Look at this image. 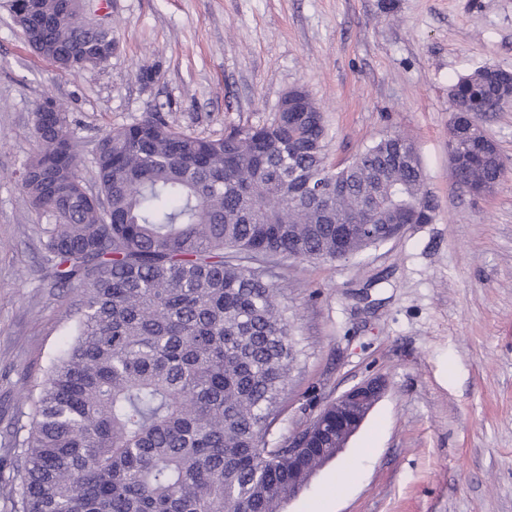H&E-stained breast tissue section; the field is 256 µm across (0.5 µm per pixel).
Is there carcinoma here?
I'll list each match as a JSON object with an SVG mask.
<instances>
[{
	"label": "carcinoma",
	"mask_w": 512,
	"mask_h": 512,
	"mask_svg": "<svg viewBox=\"0 0 512 512\" xmlns=\"http://www.w3.org/2000/svg\"><path fill=\"white\" fill-rule=\"evenodd\" d=\"M37 3L11 6L36 55L70 74L110 60L112 28L88 23L80 0ZM500 87L483 66L449 96L485 112ZM286 96L288 111L220 133L159 111L109 130L96 194L66 113L50 97L36 107L21 186L53 219L55 285L82 298L15 438L11 512H281L288 482H305L265 440L299 357L272 268L348 262L435 206L414 140L385 134L332 168L321 107L301 87ZM448 151L469 158L466 184L505 175L497 147L452 123Z\"/></svg>",
	"instance_id": "cac0c4a2"
}]
</instances>
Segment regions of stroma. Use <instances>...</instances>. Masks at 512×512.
<instances>
[{"label": "stroma", "mask_w": 512, "mask_h": 512, "mask_svg": "<svg viewBox=\"0 0 512 512\" xmlns=\"http://www.w3.org/2000/svg\"><path fill=\"white\" fill-rule=\"evenodd\" d=\"M110 61L57 70L0 0V512L11 440L71 332L80 300L55 287L19 172L32 114L61 103L94 184L102 135L162 111L195 133L271 118L301 86L322 106L328 161L380 136L412 137L438 208L349 262L288 261L276 281L301 355L266 439L284 446L372 377L386 390L284 512H512V103L479 124L507 166L476 196L448 162L450 86L512 72V0H110ZM151 69V82L139 78Z\"/></svg>", "instance_id": "1"}]
</instances>
